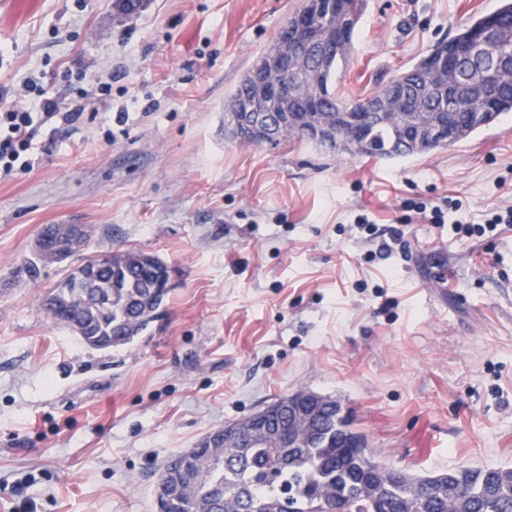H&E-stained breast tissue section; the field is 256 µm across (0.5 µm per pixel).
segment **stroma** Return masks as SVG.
<instances>
[{
	"label": "stroma",
	"instance_id": "obj_1",
	"mask_svg": "<svg viewBox=\"0 0 512 512\" xmlns=\"http://www.w3.org/2000/svg\"><path fill=\"white\" fill-rule=\"evenodd\" d=\"M302 3L38 0L0 26L6 101L32 79L71 102L111 75L95 120L38 136L33 168L0 178V512H156L170 456L300 388L340 401L384 462L512 468V224L468 238L408 216L459 199L457 219L482 224L512 207V113L398 160L234 141L225 98ZM496 3L370 0L339 94L385 85ZM65 220L93 226L84 254L175 270L133 343L99 350L45 314L84 254L13 277Z\"/></svg>",
	"mask_w": 512,
	"mask_h": 512
}]
</instances>
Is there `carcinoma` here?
Masks as SVG:
<instances>
[{
	"instance_id": "1",
	"label": "carcinoma",
	"mask_w": 512,
	"mask_h": 512,
	"mask_svg": "<svg viewBox=\"0 0 512 512\" xmlns=\"http://www.w3.org/2000/svg\"><path fill=\"white\" fill-rule=\"evenodd\" d=\"M499 2L494 11L435 42L379 91L353 100L338 95L336 82L354 51L368 0H336L327 25L336 28L341 41L293 64L305 74L290 78L288 98L260 96L257 76L267 86L279 81L280 69L270 59L300 39L290 18L240 77L224 111L246 112L260 104L276 146L296 138L347 155L399 159L462 144L512 112V38L492 37L498 30H512V0ZM325 26H320L322 37ZM450 52L462 58L454 90L438 71ZM475 55L499 59L506 73L491 80L472 62ZM405 95L417 97L423 107L398 111L396 102ZM367 101L376 111L358 110ZM321 122L331 124L336 135L319 140L308 134ZM85 267L89 287L74 288L72 276H65L47 297L48 315L65 327L78 325L79 338L93 347L132 343L166 303L169 292L158 283L168 265L116 248L112 263L99 264L91 257ZM307 393L304 388L291 393L302 407L293 420L288 412L274 410L266 432L255 439L226 446L221 428L168 460L154 491L159 512H512V468L460 465L419 474L392 464L373 465L336 433V406L307 403ZM288 429L293 447L282 448L279 433Z\"/></svg>"
}]
</instances>
